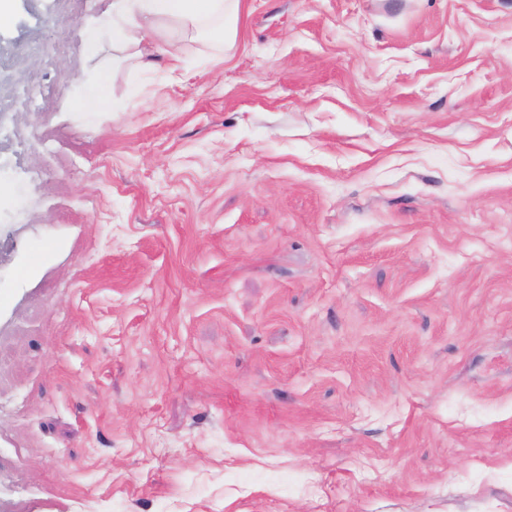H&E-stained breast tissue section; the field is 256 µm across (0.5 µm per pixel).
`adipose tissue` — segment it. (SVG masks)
<instances>
[{
    "label": "adipose tissue",
    "mask_w": 512,
    "mask_h": 512,
    "mask_svg": "<svg viewBox=\"0 0 512 512\" xmlns=\"http://www.w3.org/2000/svg\"><path fill=\"white\" fill-rule=\"evenodd\" d=\"M104 8L90 15L84 27L87 51L100 38L111 37L117 60L143 59V48L163 31L182 33L232 46L242 0H104Z\"/></svg>",
    "instance_id": "1"
}]
</instances>
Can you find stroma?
<instances>
[{"label": "stroma", "instance_id": "1", "mask_svg": "<svg viewBox=\"0 0 512 512\" xmlns=\"http://www.w3.org/2000/svg\"><path fill=\"white\" fill-rule=\"evenodd\" d=\"M98 8L0 27V512H512V0H244L172 72ZM109 73L102 71L99 81L87 93L73 104L75 112H99L108 105Z\"/></svg>", "mask_w": 512, "mask_h": 512}]
</instances>
